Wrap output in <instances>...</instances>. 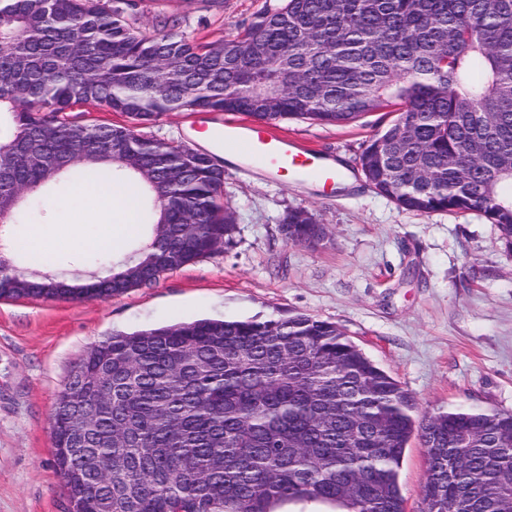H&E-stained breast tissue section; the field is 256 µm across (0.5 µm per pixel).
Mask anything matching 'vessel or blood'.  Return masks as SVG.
<instances>
[{
	"mask_svg": "<svg viewBox=\"0 0 512 512\" xmlns=\"http://www.w3.org/2000/svg\"><path fill=\"white\" fill-rule=\"evenodd\" d=\"M233 148L257 168L291 174L302 181L331 186L339 177L321 157L301 151L264 130L234 137Z\"/></svg>",
	"mask_w": 512,
	"mask_h": 512,
	"instance_id": "obj_1",
	"label": "vessel or blood"
}]
</instances>
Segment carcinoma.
<instances>
[{"label":"carcinoma","instance_id":"cac0c4a2","mask_svg":"<svg viewBox=\"0 0 512 512\" xmlns=\"http://www.w3.org/2000/svg\"><path fill=\"white\" fill-rule=\"evenodd\" d=\"M142 0H0V219L20 223L58 157L74 186L135 181L140 221L167 225L124 270L81 284L0 255V299L118 296L223 251L238 217L215 154L143 132L166 112L258 124L342 125L396 113L359 156L369 185L419 213L479 212L512 250V0H264L243 31L136 25ZM96 103L125 125L67 113ZM90 143L109 168L79 159ZM27 189L19 204L13 197ZM317 246L305 208L279 220ZM94 387L55 406L53 460L80 512H404L399 469L417 437L432 512H512V412L414 416L415 398L333 322L288 313L114 332L71 377ZM108 393V401L100 392Z\"/></svg>","mask_w":512,"mask_h":512}]
</instances>
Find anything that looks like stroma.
I'll return each mask as SVG.
<instances>
[{"instance_id":"1","label":"stroma","mask_w":512,"mask_h":512,"mask_svg":"<svg viewBox=\"0 0 512 512\" xmlns=\"http://www.w3.org/2000/svg\"><path fill=\"white\" fill-rule=\"evenodd\" d=\"M262 0H162L185 35L212 41L247 25ZM221 113L168 112L150 135L223 154L201 133ZM391 114L345 126L290 121L274 133L334 159L354 178L346 191L250 168L224 166V195L239 217L224 252L164 275L157 284L108 299H0V512H67L55 472L50 418L73 368L95 343L200 318H266L280 311L336 323L378 366L417 398L416 418L459 405L512 412V252L497 225L477 212L421 214L399 209L366 182L358 157ZM62 204L33 210L14 232L40 231L46 266L97 271L89 252L58 246L62 227L88 221L92 195L57 185ZM302 207L329 239L289 243L277 220ZM426 450L411 441L400 471L405 512H420Z\"/></svg>"}]
</instances>
